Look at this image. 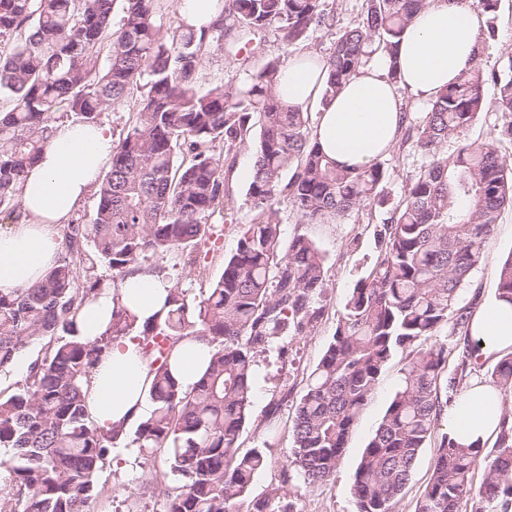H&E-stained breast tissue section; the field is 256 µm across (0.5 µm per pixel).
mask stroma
<instances>
[{"instance_id":"obj_1","label":"stroma","mask_w":512,"mask_h":512,"mask_svg":"<svg viewBox=\"0 0 512 512\" xmlns=\"http://www.w3.org/2000/svg\"><path fill=\"white\" fill-rule=\"evenodd\" d=\"M325 5L335 15L332 28L314 31L308 41L299 45L284 46L274 32L269 31L261 41L243 45L238 54L215 52L204 64L206 79H220L225 85L239 87L248 83L269 60L286 61L308 51L325 54L341 31L359 22L362 0H325ZM494 26L495 36L487 40L480 63L487 71L503 74L512 67V0H500ZM253 163L252 147H243L233 168L226 173L231 198L221 214L214 216L215 234L199 248L196 263H189L186 256L179 253L156 255L147 261L157 275L185 290L188 298L198 297L221 275L225 257L236 248L238 225L248 223L252 217L246 192ZM382 163L386 170L387 207H393L404 199L407 179L421 169L424 159L408 147L392 150ZM386 209L362 206L325 224H304L290 209L281 212L284 237L306 235L325 255L326 288L316 300L324 313L310 334L282 337L256 356L250 419L237 441L242 453L262 447L267 450L269 464L254 477L252 497L264 496L272 487L280 486L285 488L293 512L355 510L351 476L398 388L402 357H395L380 377L348 439L335 479L314 489L306 488L301 475L289 468L288 452L293 440L294 403L303 394L307 376L334 335L347 297L379 256V231ZM511 253L512 208L508 207L486 239L484 258L464 287L460 306L473 311L478 304L494 298L497 289L494 264ZM123 448V455L114 456L100 474L102 492L92 503V512H165V498L155 484L156 478L164 474L162 459L142 458L135 444L129 441Z\"/></svg>"}]
</instances>
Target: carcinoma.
<instances>
[{
  "mask_svg": "<svg viewBox=\"0 0 512 512\" xmlns=\"http://www.w3.org/2000/svg\"><path fill=\"white\" fill-rule=\"evenodd\" d=\"M219 17L197 31L165 25L159 0H0V38L16 37L0 54V212L27 217L19 200L30 163L65 120L98 124L101 115L142 89L137 112L112 146L97 183L89 224L64 225L61 256L38 282L0 292V375L31 344L43 355L24 379L0 391V512H91L98 476L127 430L88 420L92 369L120 336H139L150 357L154 404L133 443L143 458L160 457L173 485L167 512H288L282 487L249 499L268 465L262 449L244 454L236 442L248 416L255 355L279 336H303L322 315L314 303L326 282L325 257L309 237L283 245L281 206L302 223L338 220L362 205H386V171L376 162L341 168L312 136L309 113L277 94L285 65L265 63L251 82L205 84V61L248 35L274 30L285 46L332 26L321 0H217ZM429 0H365L361 21L336 37L325 55L333 97L379 49L398 39ZM493 82V97L486 85ZM500 122L491 140L466 132L485 114ZM258 134H253L254 128ZM253 143L247 195L253 217L238 230L235 252L206 294L188 302L173 287L164 315L139 326L121 303L95 342L78 329L81 308L124 279L151 273L148 255H191L212 237L211 218L229 198L225 168ZM454 143L448 151V143ZM397 143L412 145L426 165L411 177L401 204L387 211L381 251L352 289L336 332L294 405L290 466L308 487L336 476L350 434L388 363L404 356L401 379L352 475L356 512H394L421 449L444 413L441 395L458 390L479 341L470 335L460 291L483 259L486 237L512 206V167L499 146H512V67L486 74L480 63L431 100L422 119L404 115ZM495 298L512 304V254L496 266ZM461 362L447 372L448 348L433 343L448 323ZM211 348L199 382L182 388L171 373L176 343ZM481 384L512 391V352L500 355ZM484 466L480 485L473 482ZM512 512V406H505L491 448L464 446L446 432L418 512Z\"/></svg>",
  "mask_w": 512,
  "mask_h": 512,
  "instance_id": "carcinoma-1",
  "label": "carcinoma"
}]
</instances>
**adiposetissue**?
I'll return each mask as SVG.
<instances>
[{
  "mask_svg": "<svg viewBox=\"0 0 512 512\" xmlns=\"http://www.w3.org/2000/svg\"><path fill=\"white\" fill-rule=\"evenodd\" d=\"M483 18L455 0H432L403 31L395 58L378 57L359 70L330 100H323L327 78L324 59L313 53L292 58L278 91L288 104L307 108L319 104L315 139L337 164L368 166L393 147L402 110L397 94L405 88L418 99L430 100L469 69L482 54ZM397 63L402 76L393 85L387 71ZM112 155V135L102 125L60 124L37 162L25 173L20 200L26 222L0 231V291L8 293L40 280L55 264L60 229L84 200ZM172 284L148 273L126 276L118 292L104 291L82 308L79 328L85 340L96 341L106 331L115 303H122L145 322L162 313ZM470 332L481 342L478 356L487 359L512 351V305L490 300L470 321ZM211 356L196 340L181 341L172 356L171 371L182 387L193 386ZM147 363L136 340L113 341L90 375L87 411L101 428H131L147 420L153 406ZM503 396L489 386L467 388L448 411V430L463 444L485 443L497 430Z\"/></svg>",
  "mask_w": 512,
  "mask_h": 512,
  "instance_id": "1",
  "label": "adipose tissue"
}]
</instances>
